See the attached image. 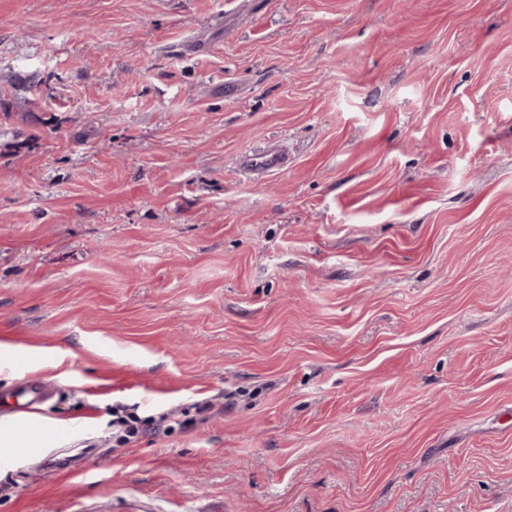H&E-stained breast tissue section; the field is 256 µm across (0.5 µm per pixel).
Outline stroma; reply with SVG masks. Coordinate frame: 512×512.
Returning <instances> with one entry per match:
<instances>
[{"mask_svg":"<svg viewBox=\"0 0 512 512\" xmlns=\"http://www.w3.org/2000/svg\"><path fill=\"white\" fill-rule=\"evenodd\" d=\"M0 103V512H512V0H0ZM235 161L240 171L256 177H266L288 168V154L276 144L245 149L239 152ZM50 397L51 391L47 384L23 377L16 385L9 411L15 414L30 413L34 406L47 401ZM153 421L154 419L152 417L141 420L136 417L124 418L122 416H118L115 423L118 425L120 430L116 436L115 442L119 446L135 443L140 436L149 431L150 424Z\"/></svg>","mask_w":512,"mask_h":512,"instance_id":"35a3bbf8","label":"stroma"}]
</instances>
